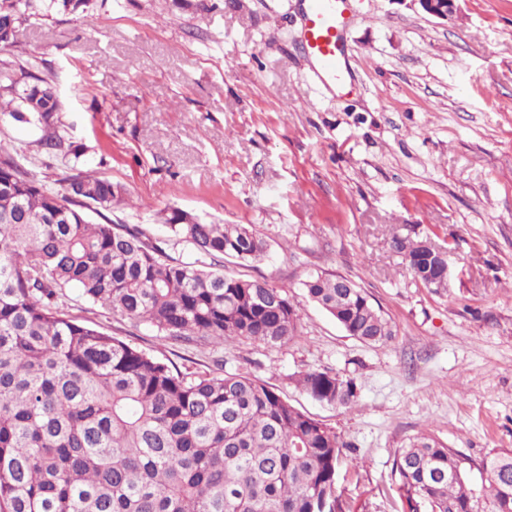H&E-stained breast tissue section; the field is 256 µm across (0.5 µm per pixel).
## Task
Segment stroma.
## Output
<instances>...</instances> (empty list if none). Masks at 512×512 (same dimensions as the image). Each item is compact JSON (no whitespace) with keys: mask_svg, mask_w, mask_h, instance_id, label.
<instances>
[{"mask_svg":"<svg viewBox=\"0 0 512 512\" xmlns=\"http://www.w3.org/2000/svg\"><path fill=\"white\" fill-rule=\"evenodd\" d=\"M302 0H91L37 9L0 61L31 64L64 102L85 173L125 189L113 223L166 246L181 210L246 224L267 243L225 273L285 289L298 335L223 354L180 344L69 290L68 312L184 373L264 382L344 443L337 485L353 512H400L393 461L420 434L480 464L512 449V0H459L446 20L416 0H352L351 92L311 79ZM39 130L0 120V146L60 188ZM444 249L447 287L417 282L392 233ZM315 272L364 288L393 326L349 336L303 289ZM353 378L333 407L292 383Z\"/></svg>","mask_w":512,"mask_h":512,"instance_id":"35a3bbf8","label":"stroma"}]
</instances>
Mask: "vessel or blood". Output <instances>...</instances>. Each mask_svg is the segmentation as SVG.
<instances>
[{
    "label": "vessel or blood",
    "instance_id": "vessel-or-blood-1",
    "mask_svg": "<svg viewBox=\"0 0 512 512\" xmlns=\"http://www.w3.org/2000/svg\"><path fill=\"white\" fill-rule=\"evenodd\" d=\"M301 19L302 49L317 82L332 93L347 87L350 0H307Z\"/></svg>",
    "mask_w": 512,
    "mask_h": 512
}]
</instances>
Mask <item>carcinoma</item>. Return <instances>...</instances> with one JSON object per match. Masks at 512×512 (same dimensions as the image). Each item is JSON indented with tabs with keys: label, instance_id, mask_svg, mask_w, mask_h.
I'll return each instance as SVG.
<instances>
[{
	"label": "carcinoma",
	"instance_id": "1",
	"mask_svg": "<svg viewBox=\"0 0 512 512\" xmlns=\"http://www.w3.org/2000/svg\"><path fill=\"white\" fill-rule=\"evenodd\" d=\"M29 7L0 0V32H16ZM61 111L35 73L0 96V119L40 130L35 145L72 171L54 189L0 147V512H350L336 486V432L255 378H191L67 314L64 289L75 287L176 342L276 346L299 332L284 289L210 269L264 254L251 227L174 210L171 244L195 252L183 261L108 222L123 188L81 171L84 150L62 133ZM391 244L418 276L422 242L394 233ZM303 287L359 341L393 338L363 289L323 274ZM295 383L329 405L357 398L355 381L332 370ZM393 470L401 512H512V449L489 452L476 479L455 450L422 435L398 450Z\"/></svg>",
	"mask_w": 512,
	"mask_h": 512
}]
</instances>
